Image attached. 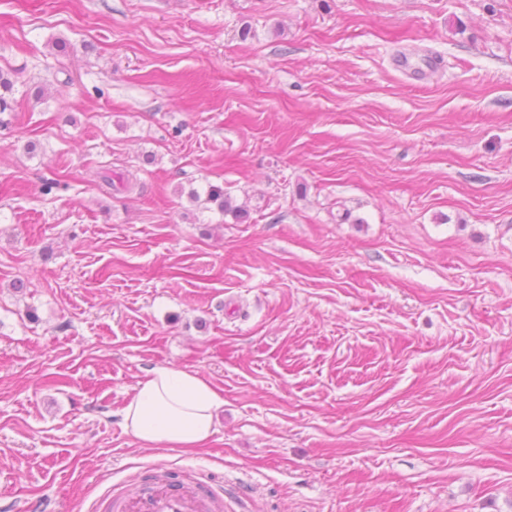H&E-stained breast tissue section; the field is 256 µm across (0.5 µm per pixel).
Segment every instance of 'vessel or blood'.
<instances>
[{
    "instance_id": "obj_1",
    "label": "vessel or blood",
    "mask_w": 512,
    "mask_h": 512,
    "mask_svg": "<svg viewBox=\"0 0 512 512\" xmlns=\"http://www.w3.org/2000/svg\"><path fill=\"white\" fill-rule=\"evenodd\" d=\"M223 489L158 474L146 492L112 498L101 494L88 512H222Z\"/></svg>"
}]
</instances>
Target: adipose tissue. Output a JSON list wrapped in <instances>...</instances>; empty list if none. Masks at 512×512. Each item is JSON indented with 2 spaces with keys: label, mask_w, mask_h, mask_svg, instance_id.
<instances>
[{
  "label": "adipose tissue",
  "mask_w": 512,
  "mask_h": 512,
  "mask_svg": "<svg viewBox=\"0 0 512 512\" xmlns=\"http://www.w3.org/2000/svg\"><path fill=\"white\" fill-rule=\"evenodd\" d=\"M224 399L200 373L159 367L141 381L121 409L124 430L143 447L193 450L212 436Z\"/></svg>",
  "instance_id": "1"
}]
</instances>
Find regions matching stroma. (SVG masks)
<instances>
[{
    "mask_svg": "<svg viewBox=\"0 0 512 512\" xmlns=\"http://www.w3.org/2000/svg\"><path fill=\"white\" fill-rule=\"evenodd\" d=\"M0 73V512H512V0H0ZM224 398L200 373L159 367L121 409L124 430L143 447L194 450L212 436ZM224 509V488L196 480L182 481L157 474L145 493L112 499L105 492L94 499L88 512H217Z\"/></svg>",
    "mask_w": 512,
    "mask_h": 512,
    "instance_id": "stroma-1",
    "label": "stroma"
}]
</instances>
